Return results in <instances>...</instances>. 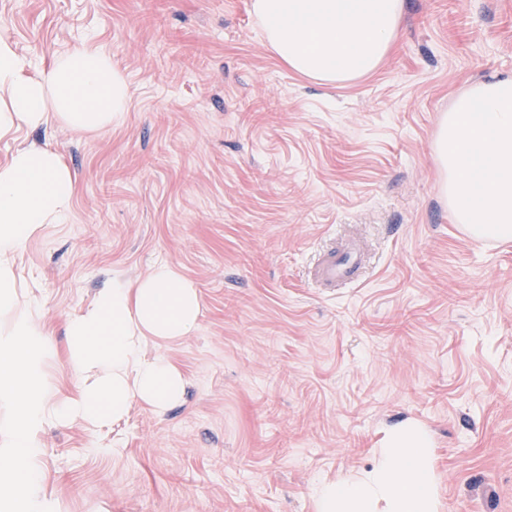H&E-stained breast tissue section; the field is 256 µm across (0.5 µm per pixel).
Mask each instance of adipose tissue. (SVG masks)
Returning a JSON list of instances; mask_svg holds the SVG:
<instances>
[{
  "label": "adipose tissue",
  "mask_w": 512,
  "mask_h": 512,
  "mask_svg": "<svg viewBox=\"0 0 512 512\" xmlns=\"http://www.w3.org/2000/svg\"><path fill=\"white\" fill-rule=\"evenodd\" d=\"M403 0H252L269 49L290 69L328 83L375 71L396 38ZM130 91L112 57L85 44L32 72L0 36V138L16 128L56 123L95 133L121 125ZM76 177L47 147L15 150L0 163V512H44L42 478L32 463L50 423L121 421L133 402L156 413L177 406L185 381L148 342L194 335L202 314L194 282L158 264L145 277H113L66 319L67 357L79 377L74 395L54 398L43 368L54 350L18 290L15 258L47 225L70 214ZM316 512H435L428 439L419 432L380 449L374 470L313 490Z\"/></svg>",
  "instance_id": "obj_1"
}]
</instances>
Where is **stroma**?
Segmentation results:
<instances>
[{
  "instance_id": "35a3bbf8",
  "label": "stroma",
  "mask_w": 512,
  "mask_h": 512,
  "mask_svg": "<svg viewBox=\"0 0 512 512\" xmlns=\"http://www.w3.org/2000/svg\"><path fill=\"white\" fill-rule=\"evenodd\" d=\"M252 0H0L33 69L91 41L130 87L98 134L16 130L77 177L71 214L17 258L73 394L64 322L113 277L166 263L202 297L195 335L148 343L182 403L48 427L46 512H315L313 488L376 463L400 430L430 445L437 512H512V240L471 237L439 195L437 124L512 75V0H404L390 56L342 85L268 48ZM365 246L355 286L310 273Z\"/></svg>"
}]
</instances>
